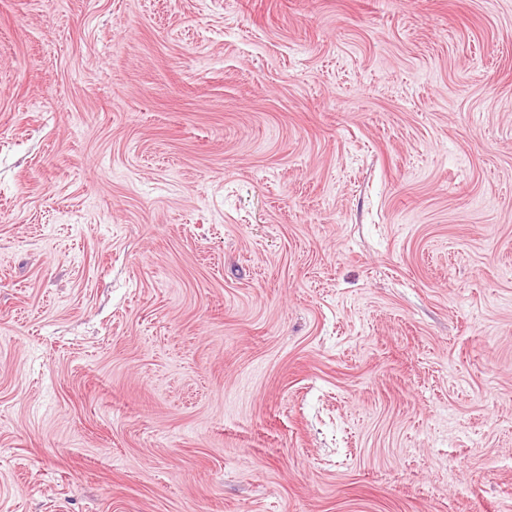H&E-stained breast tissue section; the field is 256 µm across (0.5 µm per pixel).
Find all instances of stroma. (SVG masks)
<instances>
[{"mask_svg": "<svg viewBox=\"0 0 512 512\" xmlns=\"http://www.w3.org/2000/svg\"><path fill=\"white\" fill-rule=\"evenodd\" d=\"M0 512H512V0H0Z\"/></svg>", "mask_w": 512, "mask_h": 512, "instance_id": "35a3bbf8", "label": "stroma"}]
</instances>
